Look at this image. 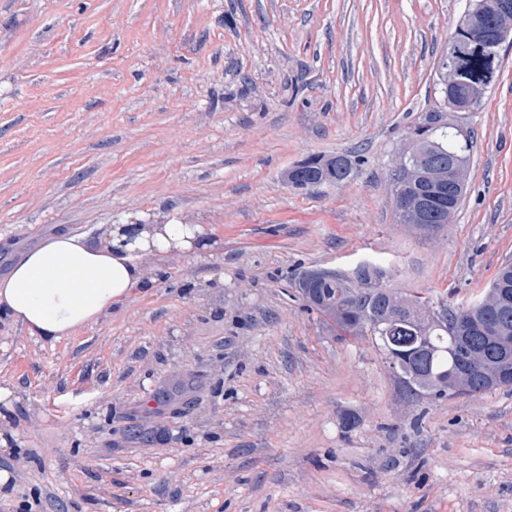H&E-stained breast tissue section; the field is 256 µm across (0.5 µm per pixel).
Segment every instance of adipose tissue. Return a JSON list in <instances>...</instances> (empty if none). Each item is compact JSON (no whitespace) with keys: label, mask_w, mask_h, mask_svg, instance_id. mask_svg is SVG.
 <instances>
[{"label":"adipose tissue","mask_w":512,"mask_h":512,"mask_svg":"<svg viewBox=\"0 0 512 512\" xmlns=\"http://www.w3.org/2000/svg\"><path fill=\"white\" fill-rule=\"evenodd\" d=\"M218 240L199 224L130 220L102 227L99 242L69 233L53 235L0 277V316L52 342L97 322L153 279L147 257L215 251Z\"/></svg>","instance_id":"adipose-tissue-1"}]
</instances>
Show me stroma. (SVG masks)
I'll return each mask as SVG.
<instances>
[{
  "mask_svg": "<svg viewBox=\"0 0 512 512\" xmlns=\"http://www.w3.org/2000/svg\"><path fill=\"white\" fill-rule=\"evenodd\" d=\"M471 2L0 0V276L124 216L222 242L147 258L152 288L59 341L0 318V512H512V390L407 400L295 290L370 263L460 304L512 261V44L451 223L432 237L391 205ZM353 152L342 184L284 180Z\"/></svg>",
  "mask_w": 512,
  "mask_h": 512,
  "instance_id": "35a3bbf8",
  "label": "stroma"
}]
</instances>
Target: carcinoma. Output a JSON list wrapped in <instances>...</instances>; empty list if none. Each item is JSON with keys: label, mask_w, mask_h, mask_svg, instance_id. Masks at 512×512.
Wrapping results in <instances>:
<instances>
[{"label": "carcinoma", "mask_w": 512, "mask_h": 512, "mask_svg": "<svg viewBox=\"0 0 512 512\" xmlns=\"http://www.w3.org/2000/svg\"><path fill=\"white\" fill-rule=\"evenodd\" d=\"M500 68V48L494 46L473 49L463 58L445 51L439 62L440 74L454 71L458 94L480 88L479 96L471 102L473 111L497 82ZM465 120L464 116L451 114L449 122L439 125L436 113L430 112L421 119L429 127L407 137L391 171L393 210L399 223L410 224L420 218L426 224L440 227L448 217V206L460 207L467 190L473 148L471 133L463 127ZM355 170V163L347 155L310 156L288 171V184L303 188L310 178L323 184H339ZM437 189L444 192L443 197L432 200L420 212L411 209V204ZM383 272L377 265L365 264L351 277L333 274L315 284V297L305 293L303 283H298L297 288L308 306L321 314L336 335L371 340L407 396L448 400L461 395L448 381V372L466 365L472 342L478 338L491 344L512 339V311L502 314L482 305L483 296L500 289L511 293L512 305V262L504 263L488 288L474 300L448 305V310L456 312L451 327L438 318L433 307V303L445 300L444 296H425L410 288L395 291L381 282L370 284L372 278ZM411 333L429 337L433 355L425 360L410 348L397 347L389 340L391 336ZM500 377L512 381V360L489 358L487 366L470 369L469 394L497 390Z\"/></svg>", "instance_id": "cac0c4a2"}]
</instances>
